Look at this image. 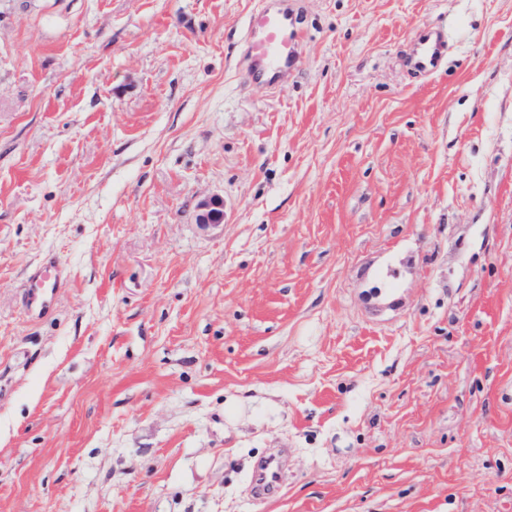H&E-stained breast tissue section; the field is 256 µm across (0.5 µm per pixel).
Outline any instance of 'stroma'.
<instances>
[{"instance_id": "35a3bbf8", "label": "stroma", "mask_w": 512, "mask_h": 512, "mask_svg": "<svg viewBox=\"0 0 512 512\" xmlns=\"http://www.w3.org/2000/svg\"><path fill=\"white\" fill-rule=\"evenodd\" d=\"M263 2L0 0V512H512V0ZM252 12L243 43L247 80L271 89L299 59V32L294 24V1L274 0ZM446 49L442 34L429 31L410 55V65L414 70L430 74L439 66ZM223 200L210 198L200 203L197 223L202 227L221 224L224 220ZM63 286V274L56 260L46 259L27 278L25 297L28 305L39 306V311L46 308L49 299ZM253 481L258 494H264L271 486H276L281 481V462L271 456L265 459L255 470Z\"/></svg>"}]
</instances>
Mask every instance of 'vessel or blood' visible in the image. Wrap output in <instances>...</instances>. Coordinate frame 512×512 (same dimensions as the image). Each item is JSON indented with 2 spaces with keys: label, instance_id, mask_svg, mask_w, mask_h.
<instances>
[{
  "label": "vessel or blood",
  "instance_id": "obj_1",
  "mask_svg": "<svg viewBox=\"0 0 512 512\" xmlns=\"http://www.w3.org/2000/svg\"><path fill=\"white\" fill-rule=\"evenodd\" d=\"M299 32L294 24L293 0H275L273 5L252 12L243 43L249 82L271 89L281 86V77L299 59ZM446 49L441 33H428L410 55L414 70L430 74L439 66ZM63 286V274L56 260L47 259L27 278L25 297L28 303L46 308L53 295ZM281 480V462L277 457L265 459L255 470L253 481L257 493Z\"/></svg>",
  "mask_w": 512,
  "mask_h": 512
}]
</instances>
